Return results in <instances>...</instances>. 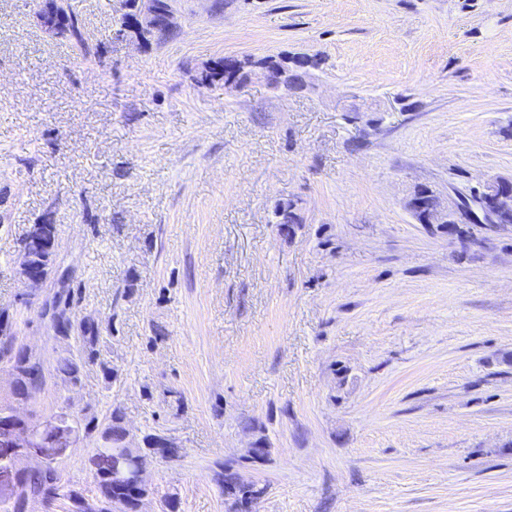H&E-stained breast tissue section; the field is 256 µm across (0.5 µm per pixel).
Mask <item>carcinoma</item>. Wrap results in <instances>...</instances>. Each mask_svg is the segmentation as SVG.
I'll return each instance as SVG.
<instances>
[{"mask_svg": "<svg viewBox=\"0 0 512 512\" xmlns=\"http://www.w3.org/2000/svg\"><path fill=\"white\" fill-rule=\"evenodd\" d=\"M66 16L72 28L68 40L80 51L89 55L94 52L83 38L81 26L77 15L67 10ZM277 223H298L297 209L286 203L277 205L274 210ZM59 339H74L78 343L77 353L71 352L56 358L55 372L60 379L72 386L81 382L82 371L87 364H99L105 378L112 380L114 369L108 363L100 360L98 344L100 342L99 323L93 319H84L78 323L67 320V323L56 328ZM7 362L14 373V385L11 392L10 404L19 407V410L8 416L12 424L25 427L33 418L26 411L27 402L31 394L37 392L45 383L44 367L40 360L29 354L26 345L20 343L14 331L13 318L6 308H0V363ZM100 448L104 452L128 451L135 453H148L162 458H175L179 454L177 445L168 447L157 441V435L143 436V446L140 448H127L129 444L128 432L120 412L114 411L110 415L107 426L99 432ZM216 480L224 491L235 496L240 502L250 504L254 495L262 492L256 484L246 481L238 472L229 467L223 468L216 474ZM148 487L127 488L112 484L104 474L98 478V495L87 498L77 489H64L61 485L57 470L50 465H37L21 472L18 478V492L15 500L5 512H26L28 499L39 497L46 504L62 497L69 501V512H112L119 508L120 512H138L142 499L147 496Z\"/></svg>", "mask_w": 512, "mask_h": 512, "instance_id": "carcinoma-1", "label": "carcinoma"}]
</instances>
